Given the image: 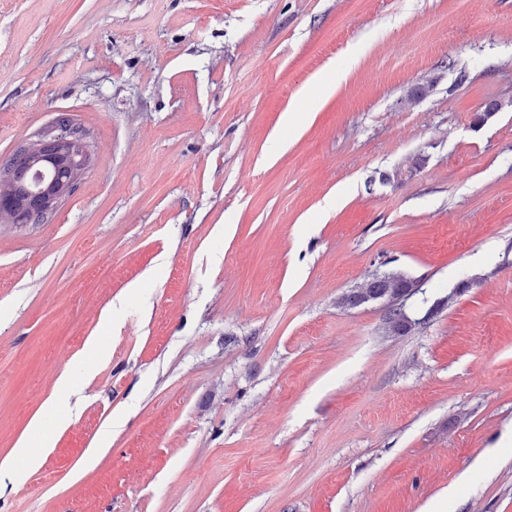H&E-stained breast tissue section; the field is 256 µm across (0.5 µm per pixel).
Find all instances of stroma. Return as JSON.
Wrapping results in <instances>:
<instances>
[{
	"label": "stroma",
	"mask_w": 512,
	"mask_h": 512,
	"mask_svg": "<svg viewBox=\"0 0 512 512\" xmlns=\"http://www.w3.org/2000/svg\"><path fill=\"white\" fill-rule=\"evenodd\" d=\"M510 98L512 0H0V160L90 154L0 218V512H512ZM54 125L57 131L60 130L59 135L43 136L31 146L14 152L3 166L0 165V196L11 200V205L6 209L8 201L2 197L0 209H6L5 216L12 223L40 224L46 221L55 211L50 204L57 207L72 192L61 188L50 197V204L48 195L68 185L78 171H84L89 165L90 156L87 152L81 160V156L72 151L76 145L84 144L73 119L60 114ZM67 136L68 141L61 139ZM34 155L40 157L39 166L33 165ZM31 174L35 175L34 184L29 182ZM414 283L402 273H382L370 277L359 288H353L339 299V304L345 307H356L368 302H382L388 309L387 327L393 334H404L411 324L400 300L415 288ZM19 446V448H16L14 460L16 463L17 471L22 473L20 465L22 466L23 471L26 472L30 466L34 465L42 458L44 454V448L32 445L25 440L20 441Z\"/></svg>",
	"instance_id": "1"
}]
</instances>
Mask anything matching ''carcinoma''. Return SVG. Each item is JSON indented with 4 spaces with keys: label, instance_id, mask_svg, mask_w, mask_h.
<instances>
[{
    "label": "carcinoma",
    "instance_id": "cac0c4a2",
    "mask_svg": "<svg viewBox=\"0 0 512 512\" xmlns=\"http://www.w3.org/2000/svg\"><path fill=\"white\" fill-rule=\"evenodd\" d=\"M512 107V101L492 100L476 117L484 124L496 113ZM58 135H47L29 147H23L0 165V196L11 200L6 217L14 224H40L54 213L48 195L71 182L76 170H85L90 156L79 154L73 148L83 143L80 130L65 114L57 116ZM415 283L401 273H382L370 277L362 286L353 288L339 299L345 307H356L368 302H382L388 309V331L404 334L410 319L400 300L410 294Z\"/></svg>",
    "mask_w": 512,
    "mask_h": 512
}]
</instances>
